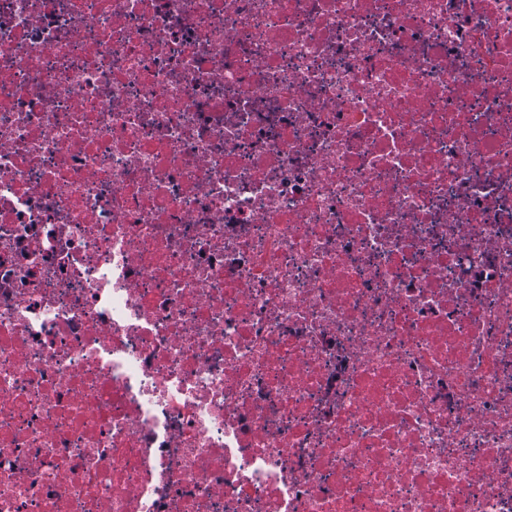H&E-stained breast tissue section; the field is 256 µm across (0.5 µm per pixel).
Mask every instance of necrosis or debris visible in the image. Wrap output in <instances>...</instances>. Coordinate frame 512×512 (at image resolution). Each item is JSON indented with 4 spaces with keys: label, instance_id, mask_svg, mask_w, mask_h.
I'll return each mask as SVG.
<instances>
[{
    "label": "necrosis or debris",
    "instance_id": "necrosis-or-debris-1",
    "mask_svg": "<svg viewBox=\"0 0 512 512\" xmlns=\"http://www.w3.org/2000/svg\"><path fill=\"white\" fill-rule=\"evenodd\" d=\"M0 512H512V0H0Z\"/></svg>",
    "mask_w": 512,
    "mask_h": 512
}]
</instances>
